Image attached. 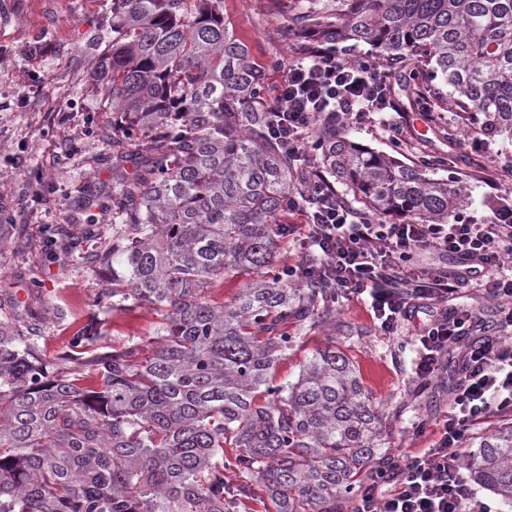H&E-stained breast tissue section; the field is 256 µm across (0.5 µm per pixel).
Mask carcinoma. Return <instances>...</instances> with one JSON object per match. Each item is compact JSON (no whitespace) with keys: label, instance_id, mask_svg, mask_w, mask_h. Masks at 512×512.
<instances>
[{"label":"carcinoma","instance_id":"carcinoma-1","mask_svg":"<svg viewBox=\"0 0 512 512\" xmlns=\"http://www.w3.org/2000/svg\"><path fill=\"white\" fill-rule=\"evenodd\" d=\"M290 2L295 32L364 43L409 69L407 90L432 100L434 121L455 113L448 139L461 124L512 137V0ZM92 75L121 116L101 134L105 207L121 231L98 301L148 307L156 338L105 351L91 323L51 367L36 356L39 324L0 319V512H239L257 487L265 512H336L364 467L391 460L383 414L334 347L297 381L270 379L288 324L332 322V289L258 277L230 303L208 293L270 265L274 219L303 183L252 106L263 80L224 0H112ZM316 147L338 198L371 215L446 224L468 196L425 175L440 160L406 166L332 124ZM75 352L93 383L67 368ZM466 469L512 503V426L482 438Z\"/></svg>","mask_w":512,"mask_h":512}]
</instances>
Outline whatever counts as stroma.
Returning <instances> with one entry per match:
<instances>
[{"label":"stroma","mask_w":512,"mask_h":512,"mask_svg":"<svg viewBox=\"0 0 512 512\" xmlns=\"http://www.w3.org/2000/svg\"><path fill=\"white\" fill-rule=\"evenodd\" d=\"M224 22L273 90L284 76L278 61L293 43L283 0H224ZM111 27L112 0H0V308L14 313L15 324L39 322L37 357L47 364L90 322H100L108 346L150 339L158 327L148 308L123 312L95 304L103 266L112 260V216L89 199L112 185L100 139L112 126V111L91 65ZM390 74L391 92L404 109L389 120L404 129L407 144H395L376 121L347 122L342 133L409 166L437 158L427 176L468 182L465 214L493 218L490 200L512 195V141L463 128L456 142H447L423 104L407 100L404 69L391 67ZM472 158L493 162L492 171L469 166ZM60 224L81 235L80 244L56 235ZM84 254L91 263L81 262ZM333 309L335 326L289 327L293 343L276 364V383L295 381L314 351L336 346L385 410L382 447L396 457L428 446L412 425L444 410L456 364L417 393L408 337L382 335L363 301L341 299Z\"/></svg>","instance_id":"stroma-1"}]
</instances>
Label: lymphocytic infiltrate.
Segmentation results:
<instances>
[{
    "instance_id": "obj_1",
    "label": "lymphocytic infiltrate",
    "mask_w": 512,
    "mask_h": 512,
    "mask_svg": "<svg viewBox=\"0 0 512 512\" xmlns=\"http://www.w3.org/2000/svg\"><path fill=\"white\" fill-rule=\"evenodd\" d=\"M387 77L367 60L344 62L323 44L309 46L262 105L272 119L269 133L302 165L312 206L289 199V212L305 226L281 224L282 238H294L299 260L283 269L288 282H321L349 298H367L383 335L401 333L423 308L428 322L416 328L414 379L417 390L438 378L449 352L461 361L448 408L435 422L428 448L408 453L388 467L374 468L369 482L350 501V512H496L478 498L461 461L468 434L495 414H512V216L497 214L477 223L461 215L444 224L406 220L389 223L359 217L338 201L326 178L308 165L317 126L333 120L371 118L384 112ZM452 256L461 265L448 273L411 268L417 253ZM479 288L496 301L499 334L480 337L478 309L449 310V296Z\"/></svg>"
}]
</instances>
